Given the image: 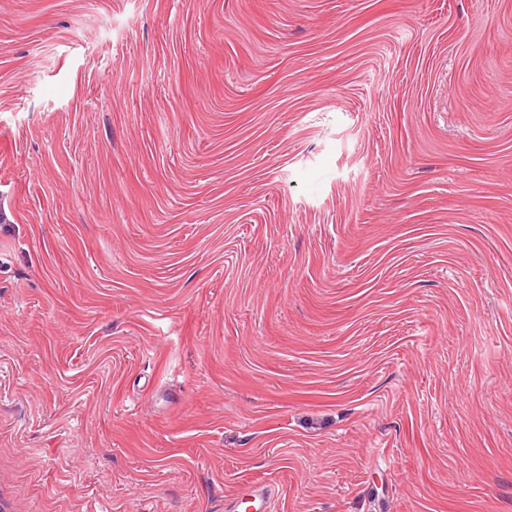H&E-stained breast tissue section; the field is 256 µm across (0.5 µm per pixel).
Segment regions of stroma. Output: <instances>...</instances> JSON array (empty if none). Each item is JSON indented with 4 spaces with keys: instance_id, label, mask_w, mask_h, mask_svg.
<instances>
[{
    "instance_id": "obj_1",
    "label": "stroma",
    "mask_w": 512,
    "mask_h": 512,
    "mask_svg": "<svg viewBox=\"0 0 512 512\" xmlns=\"http://www.w3.org/2000/svg\"><path fill=\"white\" fill-rule=\"evenodd\" d=\"M0 512H512V0H0ZM278 490L268 482H254L235 497L224 501L225 512H275Z\"/></svg>"
}]
</instances>
